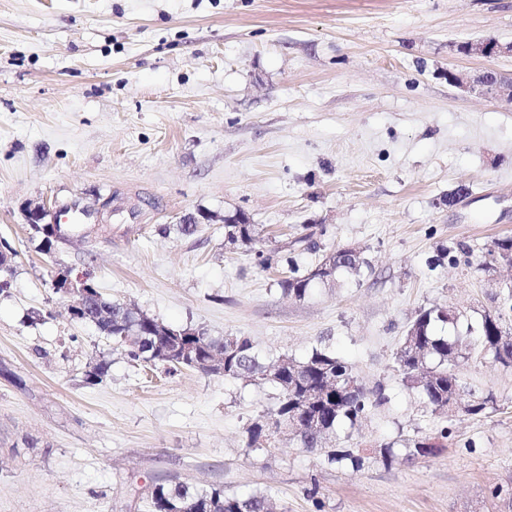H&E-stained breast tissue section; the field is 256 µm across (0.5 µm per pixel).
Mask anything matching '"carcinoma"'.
<instances>
[{"label": "carcinoma", "instance_id": "1", "mask_svg": "<svg viewBox=\"0 0 512 512\" xmlns=\"http://www.w3.org/2000/svg\"><path fill=\"white\" fill-rule=\"evenodd\" d=\"M224 238L231 243L251 244L254 227L235 224L224 219ZM486 254L497 265L512 266V238L498 239L487 247ZM259 264L287 269L288 275L278 281L282 293L297 300L304 299L314 284L333 281L340 274L358 275L366 264L362 258H350L345 250L335 249L322 255L314 267L300 270L288 255V245L265 252L256 251ZM499 317L491 322L482 319L475 340L461 333L445 336L439 326L457 325L461 312L454 306H433L418 313L402 337L394 357V370L403 386L417 392L433 411L446 413L445 406L453 402L463 412L478 416L494 403L493 397L463 399V387L456 366L471 357V346L489 353L494 361L512 366V288L499 293ZM86 313L92 323L123 348L127 357L151 368L159 365V350L174 339L189 346L197 359L212 356L224 359V377L250 383L269 384L278 391L276 409L265 419L255 420L247 428V447H259L271 439L277 430L275 420H291L292 434L300 447L321 451L329 465L359 470L362 457L349 450L329 448L338 429L361 426L372 408L388 402L384 389H367L360 381L355 367L335 352L314 347L301 359L282 354L265 358L247 336H210L200 327L166 325L171 335L155 336L153 328L159 321L133 312L124 304L90 296ZM141 332L139 343L132 348L124 336ZM443 448L430 445L421 438L406 439L403 444L407 460L436 456ZM152 512H272L271 496L255 493L247 496L226 494L224 490L200 489L185 482L160 483L150 493Z\"/></svg>", "mask_w": 512, "mask_h": 512}]
</instances>
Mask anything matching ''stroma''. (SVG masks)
Wrapping results in <instances>:
<instances>
[{"mask_svg":"<svg viewBox=\"0 0 512 512\" xmlns=\"http://www.w3.org/2000/svg\"><path fill=\"white\" fill-rule=\"evenodd\" d=\"M483 39L512 42V0H0V239L17 252L0 293V512H151L150 487L168 481L265 491L279 512H512L489 493L512 485V367L462 362L467 389L497 406L450 417L392 368L420 310L457 306L459 331H476L512 281L483 265L512 236V101L448 82L512 76V56L453 51ZM75 199L110 203L106 227L42 253L28 206ZM198 212L210 223L175 232ZM235 213L253 246L225 244ZM310 231L369 266L296 300L254 252ZM58 268L272 356L336 351L389 397L337 447L446 426L453 439L356 472L285 432L247 447L272 387L130 362L71 320Z\"/></svg>","mask_w":512,"mask_h":512,"instance_id":"obj_1","label":"stroma"}]
</instances>
